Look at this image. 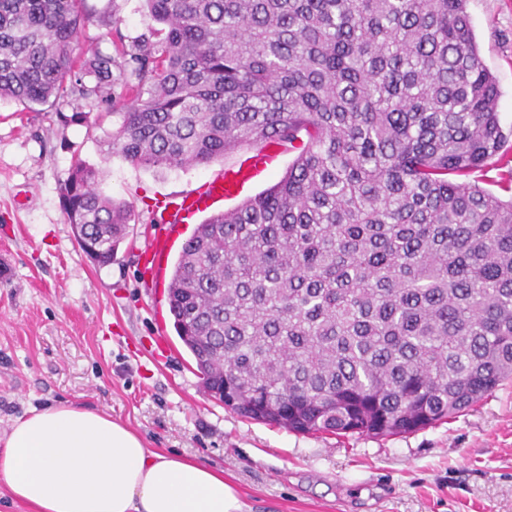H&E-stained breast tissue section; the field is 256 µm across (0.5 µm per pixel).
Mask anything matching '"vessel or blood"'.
I'll list each match as a JSON object with an SVG mask.
<instances>
[{
  "mask_svg": "<svg viewBox=\"0 0 512 512\" xmlns=\"http://www.w3.org/2000/svg\"><path fill=\"white\" fill-rule=\"evenodd\" d=\"M277 154V146H268L254 154L247 162L225 170L223 175L205 182L196 191L182 196L179 200L158 199L157 225L144 246L145 263L156 264L167 253L170 247L168 225L183 223L224 198L236 195L245 183L264 172Z\"/></svg>",
  "mask_w": 512,
  "mask_h": 512,
  "instance_id": "obj_1",
  "label": "vessel or blood"
}]
</instances>
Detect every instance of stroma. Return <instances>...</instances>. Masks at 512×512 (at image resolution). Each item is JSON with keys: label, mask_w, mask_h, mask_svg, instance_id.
<instances>
[{"label": "stroma", "mask_w": 512, "mask_h": 512, "mask_svg": "<svg viewBox=\"0 0 512 512\" xmlns=\"http://www.w3.org/2000/svg\"><path fill=\"white\" fill-rule=\"evenodd\" d=\"M80 51L115 52L150 35L143 0H85ZM480 56L512 129V0H467ZM123 103L71 98L33 111L0 99V438L30 409L72 403L111 413L147 448L222 469L249 512H512V380L448 422L376 438L300 434L248 420L203 390L173 328L167 285L202 216L176 225L160 269L140 251L158 197L194 192L240 165L137 166L107 151ZM90 111L82 122L73 113ZM103 172L133 232L102 266L76 242L60 186L76 161Z\"/></svg>", "instance_id": "1"}]
</instances>
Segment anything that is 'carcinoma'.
<instances>
[{"label": "carcinoma", "mask_w": 512, "mask_h": 512, "mask_svg": "<svg viewBox=\"0 0 512 512\" xmlns=\"http://www.w3.org/2000/svg\"><path fill=\"white\" fill-rule=\"evenodd\" d=\"M162 25L76 55L84 0H0V98L127 100L108 151L207 165L296 152L283 177L198 226L169 304L207 393L301 433L408 434L512 378V181L466 0H144ZM75 163L61 186L100 265L129 206ZM492 168L493 167L490 166L489 168H486L484 170H476L470 173V175L467 177V180L471 182H478L479 185L491 191L495 196H497L501 200H510L512 196V184L509 181H501L498 175L499 173H501V170H496ZM491 180H495V182Z\"/></svg>", "instance_id": "obj_1"}]
</instances>
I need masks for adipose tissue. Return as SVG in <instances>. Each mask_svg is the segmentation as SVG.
Returning <instances> with one entry per match:
<instances>
[{"instance_id": "ef3b65f1", "label": "adipose tissue", "mask_w": 512, "mask_h": 512, "mask_svg": "<svg viewBox=\"0 0 512 512\" xmlns=\"http://www.w3.org/2000/svg\"><path fill=\"white\" fill-rule=\"evenodd\" d=\"M0 482L32 512H245L223 471L150 450L109 413L71 403L13 422Z\"/></svg>"}]
</instances>
